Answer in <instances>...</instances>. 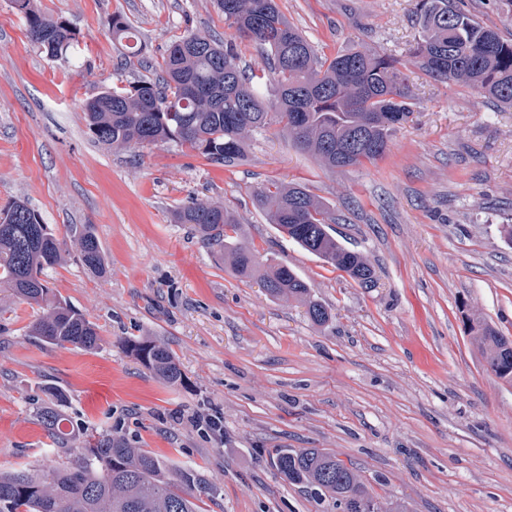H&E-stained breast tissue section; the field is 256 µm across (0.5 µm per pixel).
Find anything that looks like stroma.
Here are the masks:
<instances>
[{
	"mask_svg": "<svg viewBox=\"0 0 512 512\" xmlns=\"http://www.w3.org/2000/svg\"><path fill=\"white\" fill-rule=\"evenodd\" d=\"M317 55L350 49L394 58L414 114L385 155L331 169L298 149L278 121L224 165L169 143L115 150L95 142L82 104L115 83L152 76L193 30L233 39L216 0H36L70 20L79 45L50 60L0 0V208L22 198L64 236L93 225L107 263L96 274L69 244L44 278L94 323L93 350L48 347L28 334L38 310L0 294V470L45 468L53 443L36 409L49 388L85 431L204 472L220 488L203 512H334L282 480L277 448H320L352 465L383 512H512V384L487 369L467 318L512 338V107L430 76L412 55L415 0H276ZM122 14L148 66L125 57L110 22ZM297 183L337 219V238L372 265L376 287L284 242L253 201L270 182ZM224 204L236 237L287 265L331 314L314 324L205 248L175 208ZM148 336L184 380L170 385L126 347ZM221 415L224 441L195 420Z\"/></svg>",
	"mask_w": 512,
	"mask_h": 512,
	"instance_id": "stroma-1",
	"label": "stroma"
}]
</instances>
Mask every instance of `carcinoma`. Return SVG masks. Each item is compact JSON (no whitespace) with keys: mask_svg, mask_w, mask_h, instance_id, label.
I'll use <instances>...</instances> for the list:
<instances>
[{"mask_svg":"<svg viewBox=\"0 0 512 512\" xmlns=\"http://www.w3.org/2000/svg\"><path fill=\"white\" fill-rule=\"evenodd\" d=\"M26 20L31 44L49 59L78 43L72 24L39 10L34 0H11ZM238 38L266 55L267 67L246 72L238 46L189 31L173 42L155 81L114 85L85 100L92 138L129 149L175 142L205 158L232 164L243 156L250 132L276 111L283 131L302 151L329 168L360 166L382 158L393 133L412 115L413 95L397 61L350 50L321 59L276 0H217ZM418 39L414 54L434 78L461 82L512 106V43L450 0H417ZM112 38L139 58L145 45L121 14L112 15ZM254 202L282 236L326 264L345 272L360 287L377 281L365 257L332 234L336 218L301 185L272 183ZM177 224H191L202 245L224 256L238 275L259 277L272 297L303 303L309 319L326 323L329 313L311 298L308 284L281 263L262 261L247 244L226 234L237 220L221 202L193 201L173 211ZM83 265L98 274L106 263L92 225L74 231ZM67 242L57 237L22 200L0 211V291L36 305L42 314L28 327L45 346L91 350L98 331L86 317L44 283V271L62 262ZM471 330L487 368L512 383V340L479 317ZM147 369L171 385L182 382L180 365L167 348L148 337L127 342ZM38 418L66 462L39 473L27 467L0 472V512H200L202 497L218 488L196 468L175 466L119 433H91L85 446L67 447L71 432L53 407ZM280 476L333 501L336 512H358L374 496L356 471L318 448H280L273 459Z\"/></svg>","mask_w":512,"mask_h":512,"instance_id":"carcinoma-1","label":"carcinoma"}]
</instances>
